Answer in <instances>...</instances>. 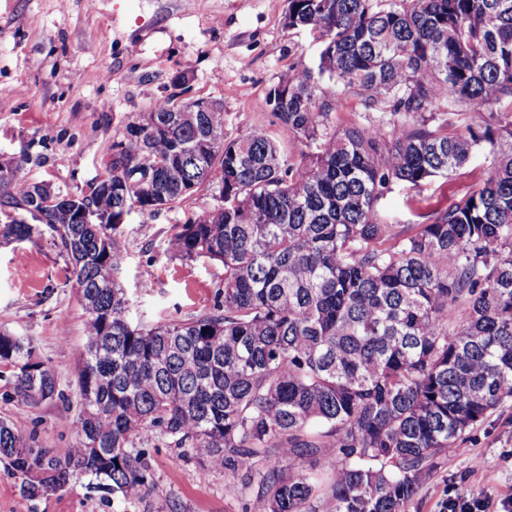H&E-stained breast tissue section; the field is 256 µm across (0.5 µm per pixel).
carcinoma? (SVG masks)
<instances>
[{"instance_id":"carcinoma-1","label":"carcinoma","mask_w":512,"mask_h":512,"mask_svg":"<svg viewBox=\"0 0 512 512\" xmlns=\"http://www.w3.org/2000/svg\"><path fill=\"white\" fill-rule=\"evenodd\" d=\"M290 29L319 33L317 71L271 90V115L306 151L295 165L263 126L230 139L224 111L172 112L167 98L126 126L108 175L77 203L115 216L171 210L218 183V203L175 224L165 252L215 261L213 307L134 324L114 274L119 224H83L75 204L16 176L0 207L35 206L71 268L85 314L75 446L43 448L0 419V460L33 500L87 477L119 500L153 480L151 435L240 478L243 512H408L450 448L512 399V0H288ZM361 95L378 120L337 131L322 78ZM462 103L484 124L448 134ZM391 129H386V126ZM211 143L201 164L193 151ZM483 184L421 224L376 206L468 165ZM159 159L155 201L129 176ZM9 400H65L29 339L0 334Z\"/></svg>"}]
</instances>
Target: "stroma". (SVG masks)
<instances>
[{
    "label": "stroma",
    "instance_id": "35a3bbf8",
    "mask_svg": "<svg viewBox=\"0 0 512 512\" xmlns=\"http://www.w3.org/2000/svg\"><path fill=\"white\" fill-rule=\"evenodd\" d=\"M288 0H0V162L22 160L20 174L81 195L105 174L112 146L127 124L173 92L186 73L188 98L224 103L228 137L264 126L290 162L301 146L287 139L267 104L288 73L316 69L319 41L285 24ZM335 129L366 124L375 111L362 96L325 80ZM482 159L421 187L398 185L379 203L391 224H416L483 183ZM215 185L201 187L176 208L149 216L131 213L123 229L127 257L120 281L132 322L189 319L213 303L218 263L182 261L164 253L172 225L216 203ZM151 287H142L143 279ZM84 312L67 264L50 237L37 243L0 239V333L30 338L55 370L68 404L21 409L6 400L0 380V418L42 447L75 439L80 410L78 370ZM153 478L152 500L172 512H242L223 470L198 462L157 437L143 443ZM512 449V400L492 411L449 450L409 508L439 512L448 488L465 497L512 499V467L500 455ZM484 465L473 469L474 458ZM147 503L123 505L80 480L68 491L27 502L28 512H147Z\"/></svg>",
    "mask_w": 512,
    "mask_h": 512
}]
</instances>
